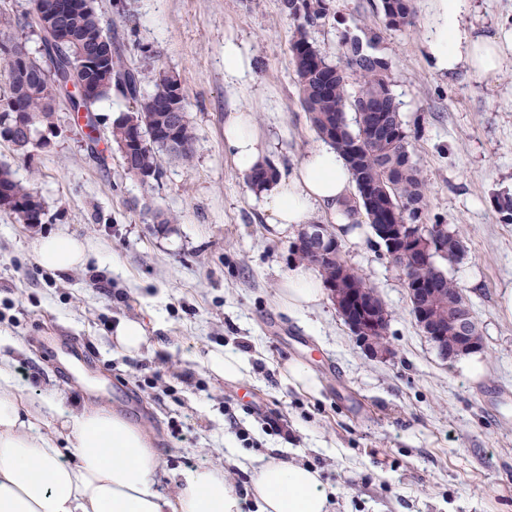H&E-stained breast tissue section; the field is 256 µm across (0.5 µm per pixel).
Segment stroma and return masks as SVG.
Masks as SVG:
<instances>
[{"label": "stroma", "mask_w": 512, "mask_h": 512, "mask_svg": "<svg viewBox=\"0 0 512 512\" xmlns=\"http://www.w3.org/2000/svg\"><path fill=\"white\" fill-rule=\"evenodd\" d=\"M97 0L126 36L179 76L196 140L190 162L163 157V176L142 184L117 150L93 157L62 114L49 144L20 157L0 140V165L32 182L42 223L0 211V360L30 400L71 408L93 399L152 433L162 489L180 473L223 461L245 492L272 451L314 466L334 512H512V316L498 300L512 289V221L495 198L512 196V63L480 78L438 71L425 48L435 0H414L413 26L386 28L380 0H335L336 15L309 39L337 61L345 35L380 32L412 159L428 187V216L459 227L465 255L448 276L483 336L486 374L475 382L442 359L417 326L400 271L373 232L342 241L389 313L392 358L365 354L333 301L288 309L280 284L296 232L269 224L258 193L224 153V119L251 110L281 173L319 140L299 101L290 52L294 23L281 0ZM462 28L512 26V0H468ZM253 59L244 79L224 75V42ZM176 215L161 224L157 213ZM88 242L81 269L38 265L37 238ZM120 317L141 320L149 346L132 358L109 335ZM237 355L243 379L211 374V351ZM298 363L319 381L298 389L283 372ZM287 420L288 438L266 422ZM250 439L242 441L239 432Z\"/></svg>", "instance_id": "1"}]
</instances>
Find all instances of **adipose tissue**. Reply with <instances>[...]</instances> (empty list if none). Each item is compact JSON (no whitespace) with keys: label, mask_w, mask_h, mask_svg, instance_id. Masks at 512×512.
Returning <instances> with one entry per match:
<instances>
[{"label":"adipose tissue","mask_w":512,"mask_h":512,"mask_svg":"<svg viewBox=\"0 0 512 512\" xmlns=\"http://www.w3.org/2000/svg\"><path fill=\"white\" fill-rule=\"evenodd\" d=\"M464 0H436L441 23L427 41L440 71L458 64L478 76L500 72L512 55V30L470 33L459 26ZM224 151L241 171L266 159V146L252 112L238 110L224 121ZM355 182L333 147L310 149L289 174L261 192L270 223L289 230L323 215L362 240L360 216L351 207ZM38 264L59 272L83 268V241L47 235L34 244ZM292 309L312 310L326 297L313 267L298 264L282 280ZM53 431H43L49 420ZM162 462L153 435L105 406L83 401L65 412L50 400L24 398L8 366L0 364V512H330L319 473L278 456L255 469L246 495H238L214 465L196 467L160 490Z\"/></svg>","instance_id":"1"}]
</instances>
